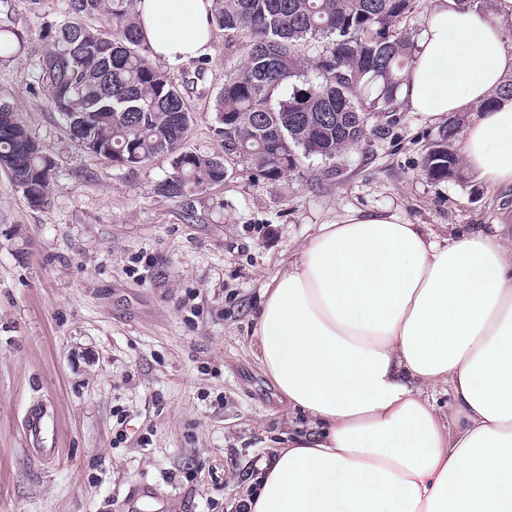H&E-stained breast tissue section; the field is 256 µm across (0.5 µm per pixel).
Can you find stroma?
Segmentation results:
<instances>
[{"mask_svg":"<svg viewBox=\"0 0 512 512\" xmlns=\"http://www.w3.org/2000/svg\"><path fill=\"white\" fill-rule=\"evenodd\" d=\"M66 19V0H0V27L22 39L0 57V100L53 164L40 208L0 170V512H127L146 484L165 512H236L302 422L259 359L264 284L352 212L467 233L512 225V188L427 178L421 160L448 122L401 107L387 136L336 160L275 181L230 161L222 184L164 197L168 158L120 167L68 135L42 77L44 32ZM212 46L170 72L192 115L185 150L220 157L214 106L245 52L220 30ZM38 399L57 418L50 464L23 438Z\"/></svg>","mask_w":512,"mask_h":512,"instance_id":"1","label":"stroma"}]
</instances>
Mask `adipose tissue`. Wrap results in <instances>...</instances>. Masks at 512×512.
<instances>
[{"mask_svg": "<svg viewBox=\"0 0 512 512\" xmlns=\"http://www.w3.org/2000/svg\"><path fill=\"white\" fill-rule=\"evenodd\" d=\"M401 88L437 119L477 108L468 171L512 186V0H432ZM213 0H136L152 55L210 56ZM267 374L306 422L251 483L250 512H512V235L438 236L389 213L320 225L266 283ZM450 397L447 414L437 389Z\"/></svg>", "mask_w": 512, "mask_h": 512, "instance_id": "adipose-tissue-1", "label": "adipose tissue"}]
</instances>
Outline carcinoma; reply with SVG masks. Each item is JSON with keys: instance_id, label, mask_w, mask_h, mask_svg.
Instances as JSON below:
<instances>
[{"instance_id": "carcinoma-1", "label": "carcinoma", "mask_w": 512, "mask_h": 512, "mask_svg": "<svg viewBox=\"0 0 512 512\" xmlns=\"http://www.w3.org/2000/svg\"><path fill=\"white\" fill-rule=\"evenodd\" d=\"M133 2L67 0L68 21L47 28L42 70L70 136L86 150L128 168L169 157L172 173L158 185L168 198L223 182L228 159L276 180L304 158L334 160L369 132L385 136L395 122L414 47L403 23L418 0H213L212 25L226 47L246 49L216 100L222 159L183 149L191 113L174 76L150 60ZM306 65L313 78L298 88ZM458 126L448 122L423 156L434 181L463 179ZM0 167L31 206L47 202L51 159L5 101Z\"/></svg>"}]
</instances>
